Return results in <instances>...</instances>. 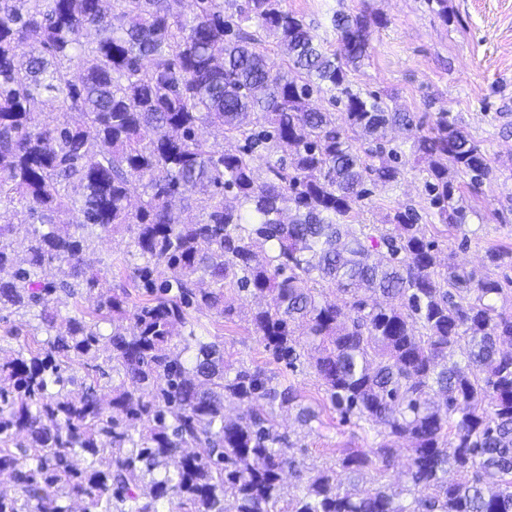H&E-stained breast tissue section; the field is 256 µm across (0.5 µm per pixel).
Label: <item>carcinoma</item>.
<instances>
[{"label": "carcinoma", "instance_id": "1", "mask_svg": "<svg viewBox=\"0 0 512 512\" xmlns=\"http://www.w3.org/2000/svg\"><path fill=\"white\" fill-rule=\"evenodd\" d=\"M195 2L188 16L182 0H0V199L21 205L0 208V309H38L46 334L0 357V474L12 480L0 512H512V312L495 305L512 278L442 261L411 209L390 208L383 228L356 223L366 185L403 175L389 130L427 165L439 223L465 235L448 168L479 185L486 154L448 112L426 132L352 90L347 69L368 57L380 16L334 14L330 50L280 0ZM252 24L288 70L257 51ZM324 89L339 91L345 124L313 106ZM45 95L82 124L41 118ZM207 125L244 145L207 144ZM139 182L148 199L133 208ZM176 198L201 219L181 221ZM68 211L78 223L55 222ZM98 229L131 233L143 260L132 276L149 299L132 311L97 268ZM486 258L512 268L509 247ZM63 265L66 279L47 278ZM200 273L210 287H195ZM236 287L264 299L250 322L277 358L296 367L299 337L310 340L330 404L375 429L373 447L302 470L258 405L296 407L304 425L315 411L260 367L228 376L224 350L190 320L191 308L231 315L224 289ZM59 288L97 294L95 313L62 316ZM462 344L465 363H448ZM104 352L122 376L110 394L66 388L68 362L95 372ZM227 401L246 413L226 417ZM401 440L408 482L432 495L404 505L385 488H344L390 466Z\"/></svg>", "mask_w": 512, "mask_h": 512}]
</instances>
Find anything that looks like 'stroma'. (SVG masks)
<instances>
[{"instance_id": "1", "label": "stroma", "mask_w": 512, "mask_h": 512, "mask_svg": "<svg viewBox=\"0 0 512 512\" xmlns=\"http://www.w3.org/2000/svg\"><path fill=\"white\" fill-rule=\"evenodd\" d=\"M281 5L303 16L313 33L330 44L336 38L331 26L335 12L366 11L384 18V26L371 32L369 58L349 71L351 86L380 95L429 124L442 111L459 117L490 159L492 173L474 187L468 177L449 172L474 235L466 240L452 232L438 236L437 242L452 262L480 276L503 278V270L486 269L485 252L498 245L512 247V0H448L444 19L428 0H281ZM393 140L403 151V175L393 187L375 191L360 223L383 224L390 204L422 214L430 211L425 164L415 163L406 133H394ZM133 250L126 233L103 232L96 240V255L108 281L136 306L146 295L132 279ZM225 297L234 307L232 316L202 309L193 312L192 321L198 334L220 343L235 364L265 369L274 386H293L304 405L315 410L317 417L307 427L299 424L296 411L278 413L279 430L290 437L296 458L306 466L321 467L338 462L348 449L372 447L375 430L343 420L331 408L308 357H301L292 369L265 348L250 324L256 298L238 290L226 291ZM44 338L32 314L0 311L4 354L24 345L38 346Z\"/></svg>"}]
</instances>
